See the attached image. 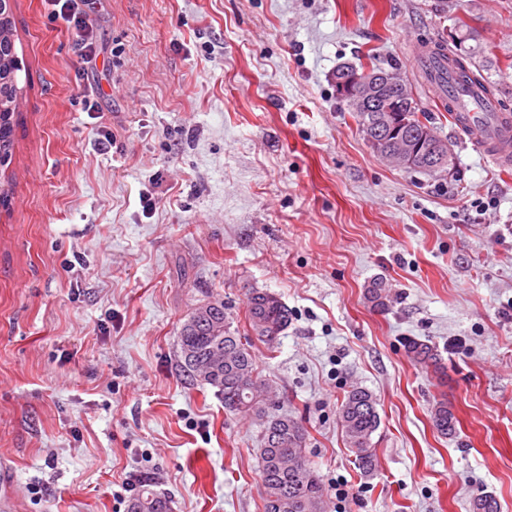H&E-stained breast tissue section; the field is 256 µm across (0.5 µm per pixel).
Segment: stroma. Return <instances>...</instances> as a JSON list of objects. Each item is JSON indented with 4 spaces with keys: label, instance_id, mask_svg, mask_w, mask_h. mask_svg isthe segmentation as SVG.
Here are the masks:
<instances>
[{
    "label": "stroma",
    "instance_id": "stroma-1",
    "mask_svg": "<svg viewBox=\"0 0 512 512\" xmlns=\"http://www.w3.org/2000/svg\"><path fill=\"white\" fill-rule=\"evenodd\" d=\"M99 53L17 0L21 104L0 165V512H262L261 427L190 382L178 336L252 292L292 321L252 352L302 421L326 512H512V170L455 130L415 52L456 20L512 109V0H84ZM399 65L451 172L391 166L336 94L343 64ZM98 109L84 111L83 98ZM392 286L386 313L366 290ZM435 347L423 366L405 342ZM377 399L376 469L339 408ZM447 401L448 437L431 408ZM346 481L349 496L336 499ZM168 501L150 488L149 481L141 485V490L132 499L129 512H168Z\"/></svg>",
    "mask_w": 512,
    "mask_h": 512
}]
</instances>
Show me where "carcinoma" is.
<instances>
[{
	"label": "carcinoma",
	"instance_id": "1",
	"mask_svg": "<svg viewBox=\"0 0 512 512\" xmlns=\"http://www.w3.org/2000/svg\"><path fill=\"white\" fill-rule=\"evenodd\" d=\"M476 38L474 31L462 24L452 36L454 50L450 60L468 79L479 81L471 66L475 64L480 46L467 41ZM16 27L13 8L8 0H0V157L12 154L14 147V116L18 108L15 51ZM383 100H403L410 104L398 113L401 133L415 137L428 123L419 117L420 108L406 83L386 87L380 92ZM365 139L372 137L373 124L379 113L348 105ZM389 289L382 281L366 289V299L379 312L388 310ZM209 314L201 318L192 313L179 335L181 368L194 382L217 389L224 399V409L265 420L259 448L263 512H324L325 488L309 465L306 456L307 431L292 416L273 413L276 402L273 391L266 386L250 351L251 341L235 335L224 313V303L208 304ZM290 313L277 297L255 291L249 299V321L253 335L268 344L275 343L288 327ZM408 353L421 364H437L438 354L430 345L411 341ZM435 429L442 435L456 431V418L445 402H437L431 410ZM341 431L362 474L375 467L372 436L380 424L375 396L365 388L347 392L340 408ZM129 512H169L168 501L150 488L149 482L132 499Z\"/></svg>",
	"mask_w": 512,
	"mask_h": 512
}]
</instances>
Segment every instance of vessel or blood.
<instances>
[{
    "label": "vessel or blood",
    "instance_id": "1",
    "mask_svg": "<svg viewBox=\"0 0 512 512\" xmlns=\"http://www.w3.org/2000/svg\"><path fill=\"white\" fill-rule=\"evenodd\" d=\"M420 56L434 72L429 83L447 104L458 131L478 153L501 169H512V110L477 85L463 81L447 68L444 52L421 49Z\"/></svg>",
    "mask_w": 512,
    "mask_h": 512
}]
</instances>
